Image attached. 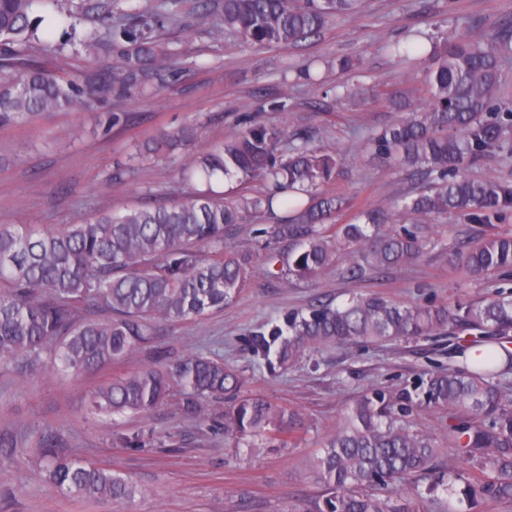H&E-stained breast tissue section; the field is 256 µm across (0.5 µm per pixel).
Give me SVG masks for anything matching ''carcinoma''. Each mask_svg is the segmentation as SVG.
<instances>
[{
    "label": "carcinoma",
    "instance_id": "cac0c4a2",
    "mask_svg": "<svg viewBox=\"0 0 512 512\" xmlns=\"http://www.w3.org/2000/svg\"><path fill=\"white\" fill-rule=\"evenodd\" d=\"M65 10L66 0H0V127L41 112L89 105L91 93L73 78L37 59L48 38L38 36L41 2ZM359 0H222L218 36L237 33L258 46H291L317 36L333 16L352 13ZM178 0L152 10L131 8L112 28L124 47L122 75L93 85L118 97L152 93L153 72L175 55L159 29ZM387 54L426 61V97L407 116L368 138L371 159L412 167L428 182L425 191L398 200L393 209L417 223L395 226L390 211L366 209L348 224L335 223L346 200L325 186L342 164L303 135L288 138L251 120L234 136L195 155L180 169L189 196L169 205L126 208L81 224L47 230L37 224L0 227V361L18 367L44 350L75 375L112 364L151 338L155 319L203 316L232 304L251 267L247 249L224 244V229L263 215L274 223L261 237L297 248L288 263L275 249L264 258L272 279H312L334 267L353 281L406 265L425 253L467 278L512 276V232L487 223L488 212L512 203V186L493 176L473 177L469 164L489 153L512 157V108L497 102L503 66L512 59V20L485 48L451 30L414 31L384 46ZM192 125L162 131L141 144L134 161L159 149L192 141ZM253 181L257 190L249 188ZM457 212L474 227L461 251L451 252L429 231L433 217ZM108 313L96 321L87 306ZM457 337L452 364L417 375L399 388L373 387L350 408L322 453L313 458V479L326 493L314 512H418L416 499L395 493L414 479L432 494L452 491L457 474L437 461L454 447L472 467L455 512H481L488 500L512 501V389L501 367L512 352L471 364L467 351L500 346L512 336V294L498 292L454 305L400 302L381 294L354 296L345 306L316 303L259 325L247 345L270 366L288 368L318 344L383 345L441 333ZM239 370L203 353L174 367L147 368L94 391L98 412L138 414L179 388L182 412L195 415L205 400H227L224 427L240 436L286 434L295 414L258 395L243 393ZM448 411L438 436L406 423L418 409ZM41 461L60 491L88 500H130L135 486L112 469L47 446Z\"/></svg>",
    "mask_w": 512,
    "mask_h": 512
}]
</instances>
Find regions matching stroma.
<instances>
[{
  "mask_svg": "<svg viewBox=\"0 0 512 512\" xmlns=\"http://www.w3.org/2000/svg\"><path fill=\"white\" fill-rule=\"evenodd\" d=\"M159 0H71V15L55 29L58 50L42 61L78 80L121 75L124 59L112 42L121 11L148 9ZM512 19V0H361L357 13L331 18L319 36L299 46L259 47L234 34L215 39L195 0H181L165 19L160 37L176 54L156 72L148 98H95L80 111L46 112L33 121L0 127V226L79 224L116 208L180 201L189 194L178 177L191 155L238 133L243 117L308 136L316 147L343 158L328 190L349 205L339 223L367 208H385L399 195L426 190L411 171L370 161L369 132L405 115L420 96L421 79L409 62L388 56L387 42L415 30L456 27L472 40L490 42ZM97 35L93 50L63 42L69 28ZM355 68H333L337 57ZM324 62L325 92L310 90L301 70ZM357 81L375 88L367 103L338 99L330 88ZM288 92L284 112L266 102ZM119 112L123 123L108 126ZM197 129L186 148L133 165L129 156L161 129ZM252 218L226 230L229 245L249 246L252 273L223 310L157 323L152 340L112 365L75 379L52 370L48 359L24 369L0 366V512H308L323 488L311 477L310 459L335 433L355 401L375 386H395L423 370L447 366L448 351L435 337L383 346L318 345L288 370L270 369L252 353L251 330L286 311L317 301L344 303L351 293H380L402 302L453 303L485 297L487 280L459 281L447 264L424 257L366 282L319 277L271 280L262 271L264 239ZM205 353L238 369L247 393L294 411L299 423L289 444L266 434L251 443L224 429V407L203 402L184 415L171 397L143 414L97 416L88 408L103 382L157 364L174 365L190 353ZM52 439L64 453L111 467L134 482L133 500L101 502L63 494L47 477L37 450Z\"/></svg>",
  "mask_w": 512,
  "mask_h": 512,
  "instance_id": "obj_1",
  "label": "stroma"
}]
</instances>
